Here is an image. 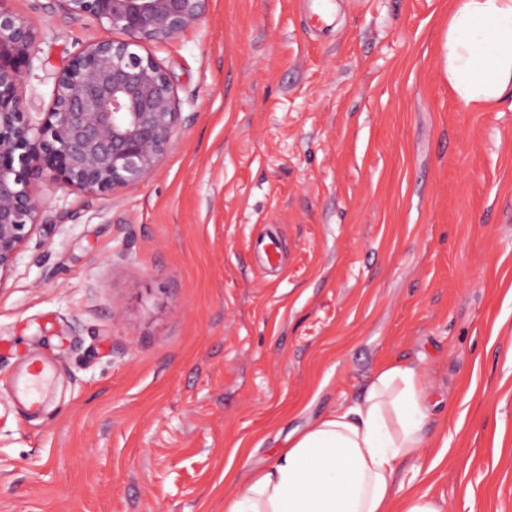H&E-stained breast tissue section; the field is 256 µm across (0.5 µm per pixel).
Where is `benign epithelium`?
I'll return each mask as SVG.
<instances>
[{"mask_svg": "<svg viewBox=\"0 0 512 512\" xmlns=\"http://www.w3.org/2000/svg\"><path fill=\"white\" fill-rule=\"evenodd\" d=\"M0 0V280L13 268L40 209L32 180L53 179L87 195L135 188L173 145L181 116L166 71L136 48L174 40L197 24L206 0H58L68 15L94 16L105 31L56 78L47 112H27L21 67L36 56L39 31ZM15 59L21 67L1 64Z\"/></svg>", "mask_w": 512, "mask_h": 512, "instance_id": "obj_1", "label": "benign epithelium"}]
</instances>
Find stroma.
Masks as SVG:
<instances>
[{
	"label": "stroma",
	"instance_id": "obj_1",
	"mask_svg": "<svg viewBox=\"0 0 512 512\" xmlns=\"http://www.w3.org/2000/svg\"><path fill=\"white\" fill-rule=\"evenodd\" d=\"M449 0H207L142 43L180 102L151 179L32 180L0 279V512H224L288 433L416 364L436 406L399 478L442 512H512V105L448 84ZM40 31L45 112L97 19ZM112 39L124 40L115 30ZM51 376L30 415L26 361Z\"/></svg>",
	"mask_w": 512,
	"mask_h": 512
}]
</instances>
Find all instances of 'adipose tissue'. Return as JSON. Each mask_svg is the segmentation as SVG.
I'll return each instance as SVG.
<instances>
[{"mask_svg":"<svg viewBox=\"0 0 512 512\" xmlns=\"http://www.w3.org/2000/svg\"><path fill=\"white\" fill-rule=\"evenodd\" d=\"M443 48L448 84L466 106L512 98V0H453ZM428 411L415 364L380 369L359 400L291 433L224 512H440L397 480L400 460L426 443Z\"/></svg>","mask_w":512,"mask_h":512,"instance_id":"obj_1","label":"adipose tissue"}]
</instances>
